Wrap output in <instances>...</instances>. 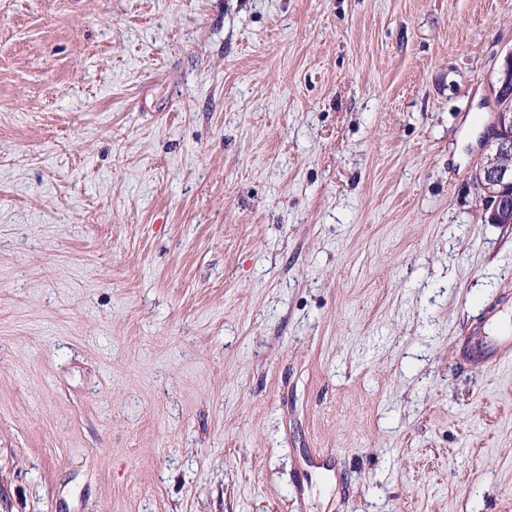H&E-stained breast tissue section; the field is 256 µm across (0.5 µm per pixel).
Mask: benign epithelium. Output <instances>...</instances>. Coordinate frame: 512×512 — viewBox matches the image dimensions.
Segmentation results:
<instances>
[{
    "instance_id": "7a95c632",
    "label": "benign epithelium",
    "mask_w": 512,
    "mask_h": 512,
    "mask_svg": "<svg viewBox=\"0 0 512 512\" xmlns=\"http://www.w3.org/2000/svg\"><path fill=\"white\" fill-rule=\"evenodd\" d=\"M512 83V49L491 81V94L496 95ZM486 153L475 167L473 181L480 200L494 224H512V111L495 112L485 138Z\"/></svg>"
}]
</instances>
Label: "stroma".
Masks as SVG:
<instances>
[{
	"label": "stroma",
	"instance_id": "stroma-1",
	"mask_svg": "<svg viewBox=\"0 0 512 512\" xmlns=\"http://www.w3.org/2000/svg\"><path fill=\"white\" fill-rule=\"evenodd\" d=\"M512 0H0V512H512ZM495 104L498 109L511 111L495 112V121L485 138L488 153L475 167L473 181L489 220L493 224H512V136L506 135L512 132L511 86L495 98Z\"/></svg>",
	"mask_w": 512,
	"mask_h": 512
}]
</instances>
